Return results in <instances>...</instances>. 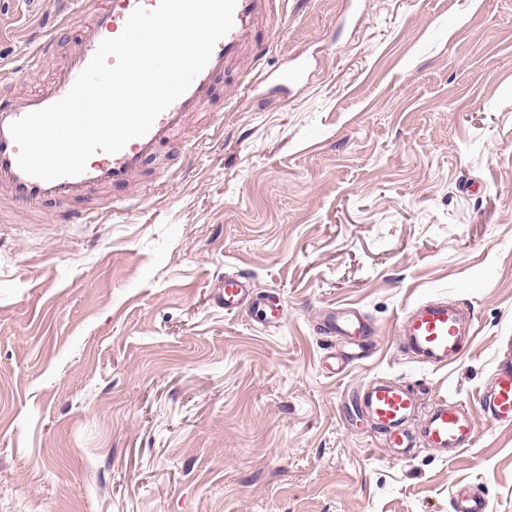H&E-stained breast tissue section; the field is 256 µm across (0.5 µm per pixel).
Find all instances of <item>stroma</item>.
<instances>
[{"instance_id":"35a3bbf8","label":"stroma","mask_w":512,"mask_h":512,"mask_svg":"<svg viewBox=\"0 0 512 512\" xmlns=\"http://www.w3.org/2000/svg\"><path fill=\"white\" fill-rule=\"evenodd\" d=\"M348 3L285 0L266 67L304 79L239 98L233 64L130 209L0 216V512H451L461 483L512 512V425L400 458L356 406L390 379L477 408L512 337V0ZM57 9L0 0V68ZM234 274L253 299L228 313ZM430 297L474 322L449 368L395 336ZM338 306L368 358L326 334ZM340 310L336 308V312L327 315L325 325L328 333L351 338H360L370 333L371 326L364 317L355 312L344 314Z\"/></svg>"}]
</instances>
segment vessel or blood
<instances>
[{"label":"vessel or blood","instance_id":"obj_1","mask_svg":"<svg viewBox=\"0 0 512 512\" xmlns=\"http://www.w3.org/2000/svg\"><path fill=\"white\" fill-rule=\"evenodd\" d=\"M158 3L159 0H100L93 10L91 23L71 41L65 63L38 92L23 91L17 82L55 58L56 33L47 32L34 39L31 50L16 60L9 75L0 74V197L15 210L38 211L51 204L55 207L54 222L93 223L92 212L75 207V200L105 191L116 193L137 184L146 162L186 132L190 114L201 111L210 102L218 80L244 51H251L258 64L255 79L271 81L282 89L293 84L305 69L301 63L269 73L260 69L259 64L273 40L260 36L259 25L271 14L274 0H237L232 29L216 43L208 64L189 89L156 118L145 136L129 141L118 153H95L85 171L77 176L43 181L22 172L17 164L18 148L9 131L10 124L64 97L101 41L118 36L136 8L151 10ZM248 291L246 278L225 277L220 297L225 312L236 311ZM326 329L334 335L360 338L370 333L371 326L357 313L336 311L327 315ZM395 334L400 348L413 362L427 367H448L456 363L473 342L475 329L465 308L443 298L421 301L407 308L396 322ZM499 354L501 365L494 374L492 386L480 392L478 411H471L451 397L438 401L422 415L418 412V396L411 388L385 380L366 384L358 394V404L385 435L387 446L394 452L406 453L416 444L442 452L470 447L478 416L503 424L512 423L511 338L506 340ZM416 416L421 422L419 434L413 438L407 433L406 425ZM452 510L487 512V500L483 493L460 485L453 494Z\"/></svg>","mask_w":512,"mask_h":512}]
</instances>
